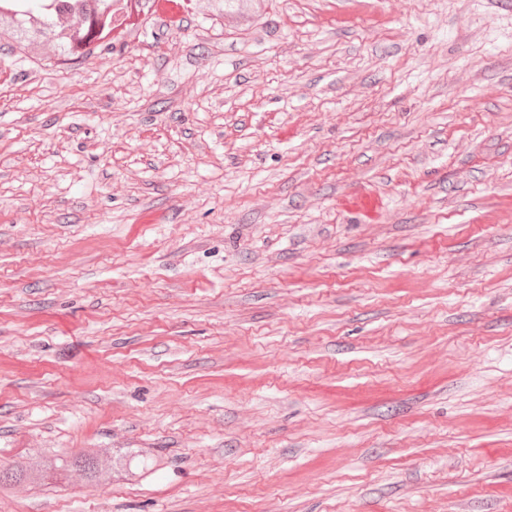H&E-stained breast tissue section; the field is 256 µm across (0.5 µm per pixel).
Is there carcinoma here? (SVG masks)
Listing matches in <instances>:
<instances>
[{
	"instance_id": "cac0c4a2",
	"label": "carcinoma",
	"mask_w": 512,
	"mask_h": 512,
	"mask_svg": "<svg viewBox=\"0 0 512 512\" xmlns=\"http://www.w3.org/2000/svg\"><path fill=\"white\" fill-rule=\"evenodd\" d=\"M116 0H0V48L8 47L25 58L47 60L68 69L97 51L114 44L112 32L120 20ZM265 0H202L209 20L222 23L235 16L253 21L262 15ZM163 461L139 448H77L52 457L25 458L0 469V491L20 484L39 485L45 480L80 473L94 485L111 483L118 475L147 477L160 470Z\"/></svg>"
}]
</instances>
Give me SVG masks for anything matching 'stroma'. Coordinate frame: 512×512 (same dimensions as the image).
Here are the masks:
<instances>
[{
  "mask_svg": "<svg viewBox=\"0 0 512 512\" xmlns=\"http://www.w3.org/2000/svg\"><path fill=\"white\" fill-rule=\"evenodd\" d=\"M0 512H512V0H266L0 54ZM265 0H202V10L209 20L224 24V17L235 16L245 21L258 19ZM160 456L142 454L139 448H76L52 457L25 458L11 468H0V491L20 484L39 485L50 477L68 472L80 473L89 483L105 485L117 475L147 477L160 470Z\"/></svg>",
  "mask_w": 512,
  "mask_h": 512,
  "instance_id": "obj_1",
  "label": "stroma"
}]
</instances>
